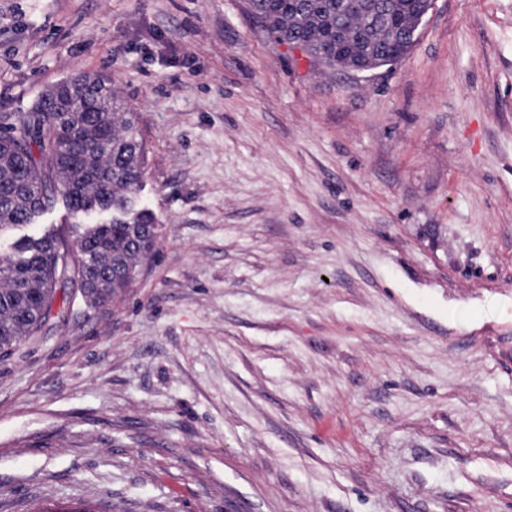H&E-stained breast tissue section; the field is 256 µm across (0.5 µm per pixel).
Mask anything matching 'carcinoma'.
Returning <instances> with one entry per match:
<instances>
[{"mask_svg": "<svg viewBox=\"0 0 512 512\" xmlns=\"http://www.w3.org/2000/svg\"><path fill=\"white\" fill-rule=\"evenodd\" d=\"M374 4L386 21L373 13L353 21L352 0H248L280 42L292 30L311 48L342 19L353 55L382 67L411 50L384 48L389 23L409 25L414 5ZM93 86L84 95L62 89L56 108L38 100L27 112L0 113V233L36 223L59 200L73 214L112 213L106 224L77 228L70 244L48 231L0 253V357L41 329L58 291L95 307L130 287L157 238L153 214L138 203L147 151L136 117L109 83L97 77Z\"/></svg>", "mask_w": 512, "mask_h": 512, "instance_id": "obj_1", "label": "carcinoma"}]
</instances>
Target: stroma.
Here are the masks:
<instances>
[{"mask_svg": "<svg viewBox=\"0 0 512 512\" xmlns=\"http://www.w3.org/2000/svg\"><path fill=\"white\" fill-rule=\"evenodd\" d=\"M79 75L159 237L0 359V512H512V0L363 74L245 0H0V112Z\"/></svg>", "mask_w": 512, "mask_h": 512, "instance_id": "obj_1", "label": "stroma"}]
</instances>
